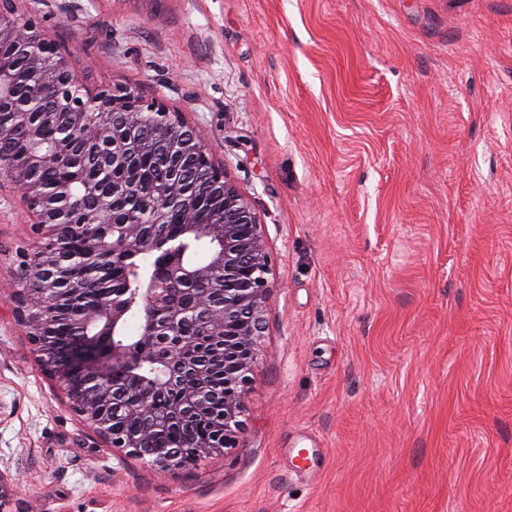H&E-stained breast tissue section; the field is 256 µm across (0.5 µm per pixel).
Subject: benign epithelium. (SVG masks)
I'll return each instance as SVG.
<instances>
[{
  "label": "benign epithelium",
  "instance_id": "benign-epithelium-1",
  "mask_svg": "<svg viewBox=\"0 0 512 512\" xmlns=\"http://www.w3.org/2000/svg\"><path fill=\"white\" fill-rule=\"evenodd\" d=\"M25 2L0 0V133L20 131L13 154L0 157V185L6 181L20 194L32 233L30 246L18 251L14 270L15 317L72 410L112 447L159 472L221 454L234 447L243 430L249 373L263 333L270 256L260 224L248 199L213 162L205 139L180 113L128 88H89L59 47L43 37L38 21L21 17ZM22 82L33 90L27 98L16 93ZM146 113L153 115L155 140L174 153L172 178L156 189L148 221L111 202L113 195L137 188L138 173L130 167L131 130ZM49 126L67 129L72 136L42 150ZM78 137L95 141L102 151L91 178L71 152ZM49 167L66 173L52 193L37 178ZM197 167L206 169L215 190L203 222L196 217L194 187L182 179ZM84 198L97 200L94 215L83 209ZM173 205L185 213L184 230L196 231L210 243L206 262L189 259L162 232ZM65 226L83 240L77 253L62 242ZM142 250L160 255L162 273L142 278L141 332L132 345L118 339L130 316L125 290L114 288L111 299L76 309L82 289L73 286L70 271L85 258L121 265ZM72 315L82 322L84 334L65 346L53 343V326ZM190 317L205 322L206 341L179 335ZM156 363L163 364L160 378L143 379L139 368ZM219 367L224 383L214 388L208 381ZM166 392L175 395L165 411L170 420L220 401L224 413L212 434L191 436L180 448L153 447L152 431L161 421L156 399ZM126 417L144 420L145 429L123 431L118 422Z\"/></svg>",
  "mask_w": 512,
  "mask_h": 512
}]
</instances>
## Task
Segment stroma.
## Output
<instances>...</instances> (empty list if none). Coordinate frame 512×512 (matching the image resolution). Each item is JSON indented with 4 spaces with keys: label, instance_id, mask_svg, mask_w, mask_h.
I'll return each mask as SVG.
<instances>
[{
    "label": "stroma",
    "instance_id": "1",
    "mask_svg": "<svg viewBox=\"0 0 512 512\" xmlns=\"http://www.w3.org/2000/svg\"><path fill=\"white\" fill-rule=\"evenodd\" d=\"M68 3L45 37L208 141L270 289L235 447L159 473L42 372L1 202L0 512H512V0Z\"/></svg>",
    "mask_w": 512,
    "mask_h": 512
}]
</instances>
